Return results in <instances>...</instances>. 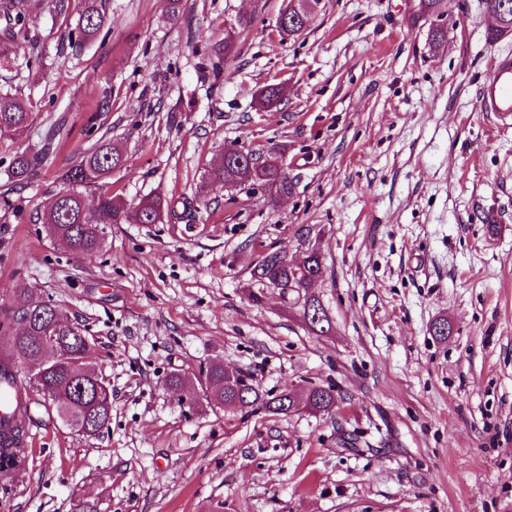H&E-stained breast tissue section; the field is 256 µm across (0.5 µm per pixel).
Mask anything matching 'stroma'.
Masks as SVG:
<instances>
[{"mask_svg":"<svg viewBox=\"0 0 512 512\" xmlns=\"http://www.w3.org/2000/svg\"><path fill=\"white\" fill-rule=\"evenodd\" d=\"M286 3L183 0L173 20L166 0H106L107 35L75 50L80 0H26L29 39L0 66L34 116L0 139V304L28 289L93 336L112 414L87 438L39 413L0 512H512V126L478 102L512 34L490 39L486 0H445L436 48L419 0H320L288 37ZM244 15L214 78L204 64ZM269 84L281 102L257 110ZM54 122L69 132L54 162L10 187L11 158ZM105 133L128 161L86 203L178 209L107 225L79 255L41 219ZM228 147L277 150L291 193L204 187ZM311 246L326 336L281 289L250 298L266 254ZM215 363L273 395L333 389L337 405L274 416L166 383ZM136 212L141 224H159L162 223L164 214L175 215L174 206L171 203L152 196L141 198L136 205Z\"/></svg>","mask_w":512,"mask_h":512,"instance_id":"obj_1","label":"stroma"}]
</instances>
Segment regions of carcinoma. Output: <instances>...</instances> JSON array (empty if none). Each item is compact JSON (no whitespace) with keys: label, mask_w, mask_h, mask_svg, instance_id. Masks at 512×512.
<instances>
[{"label":"carcinoma","mask_w":512,"mask_h":512,"mask_svg":"<svg viewBox=\"0 0 512 512\" xmlns=\"http://www.w3.org/2000/svg\"><path fill=\"white\" fill-rule=\"evenodd\" d=\"M0 15L6 21L0 33V64L7 63L13 54V45L28 38L25 21V0H0ZM108 22L105 0H81V15L74 34L69 36L72 47L77 49L94 41ZM32 122L29 103L17 92H0V137L16 136L23 133ZM64 124H51L38 152H22L13 157L9 164L8 179L14 183L28 182L37 177L39 170L52 154L53 142L63 136ZM127 156L122 146L108 136L101 135L90 147L81 152L61 173L63 188L56 194L48 213L45 228L51 237L62 242L76 254L91 255L97 252L104 238L107 224H122L127 219L128 209L117 196L102 194L94 209L85 206L83 189L99 184L112 171L125 166ZM246 183L263 185L274 190V196L291 192L292 179L288 171L272 157L261 163L247 151L222 158L209 171V184L234 188ZM140 223L159 224L165 215L175 213L171 203L159 197H144L136 205ZM322 274L320 254L313 251L306 255L305 271L296 273L291 260L280 262L262 260L253 271L252 278L260 285L252 299L260 300L263 289L273 285L291 295L301 310L322 307L321 302L309 293L310 282ZM28 320L29 329L21 331L13 342V348L27 352L38 337L51 334L56 337L57 346L50 350V362L43 371L42 390L39 405L53 410L56 418L70 432L81 434L78 422L88 424L108 423L112 413V391L99 397L93 371L88 368L87 359L94 342L87 341V335L78 326L64 330L70 324L57 306L39 301L28 295L25 304L19 308H0V333L22 320ZM12 372L22 375L21 388H31L30 376L22 374L15 354L0 357V373ZM168 385L186 388L190 398L196 400L203 395L209 402L236 409L261 408L275 415H286L298 410V405L312 412H325L336 406V394L328 388H312L303 401L284 390L274 396L264 392L252 374H238L232 380H224V366L213 364L206 369L197 385H188L178 374L167 379ZM32 398L19 394L11 411L12 427L9 435H0V484L8 486L16 475L24 470L28 462V421L30 420Z\"/></svg>","instance_id":"1"}]
</instances>
